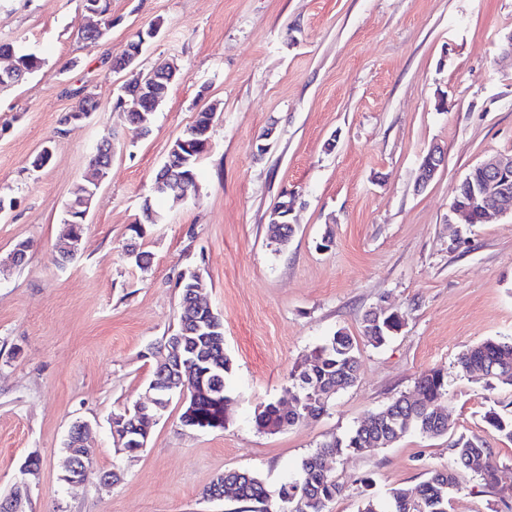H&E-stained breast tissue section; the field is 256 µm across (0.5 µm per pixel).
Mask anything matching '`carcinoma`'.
<instances>
[{
	"instance_id": "1",
	"label": "carcinoma",
	"mask_w": 512,
	"mask_h": 512,
	"mask_svg": "<svg viewBox=\"0 0 512 512\" xmlns=\"http://www.w3.org/2000/svg\"><path fill=\"white\" fill-rule=\"evenodd\" d=\"M268 232L271 242L285 245L294 234V225L270 224ZM191 294L188 283H183L177 331L181 332L184 350L204 347L196 325L199 311ZM360 327L363 338L374 347L393 336L386 321L376 319L371 310L362 314ZM457 364L465 375L479 374L489 381L512 386V343L486 339L464 350ZM358 377L357 344L353 337L339 330L292 371V396L296 401L293 409L285 413L277 402L269 401L255 412L254 424L257 430L272 433L286 424L316 419L326 413L329 402L338 393L354 386ZM196 382L192 367L183 369L181 385L195 389L196 394L191 404L184 407L181 423L192 422L206 429L224 428V404L231 401L227 389L204 393L196 389ZM416 388L421 399L402 394L368 414L348 436L320 444L302 460L301 477L285 480L275 491H269L254 472L227 470L207 486L204 496L213 495L222 483L233 488V498L248 504L245 512H269L268 503L273 497L279 503L276 512H328V505L342 494L344 485L336 480L333 471L324 470L325 460L346 450L363 454L389 447L411 429L431 437L448 434V416L441 412L448 395L445 375L439 370L426 372L417 379ZM482 420L491 433L512 441V413L507 415L494 404L486 408ZM451 450L450 465L432 470L426 480L412 488L393 489L383 506L373 498L366 499L361 512H448V495L458 486L461 472L472 471L488 484L495 482L497 464L492 449L480 437L461 434L451 442Z\"/></svg>"
}]
</instances>
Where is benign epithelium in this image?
I'll use <instances>...</instances> for the list:
<instances>
[{
	"label": "benign epithelium",
	"instance_id": "obj_1",
	"mask_svg": "<svg viewBox=\"0 0 512 512\" xmlns=\"http://www.w3.org/2000/svg\"><path fill=\"white\" fill-rule=\"evenodd\" d=\"M86 12L98 17V23L90 25L87 30L100 39L106 33L103 22H111L107 14L100 7V0H85ZM158 34V28L147 30L146 35L129 44L128 51L123 58L114 62V67L119 70H128L137 73L139 58L143 52L146 39H152ZM184 78L179 66L174 62H165L159 72L149 75L139 74L133 87L127 90L132 99L120 98V103L126 106L128 112L140 111L139 105L158 106L164 99L167 86L178 79ZM215 113L204 112L197 115L193 127L189 129L185 137L178 139L169 149L165 160L162 175L155 180L152 190L168 193L178 192L183 199L196 195L198 182L195 176L183 173L190 162H196L208 149L209 139L205 138V126H212ZM446 155L444 150L435 145L431 147L423 157L420 164V173L417 187L424 189L434 179L441 167L445 166ZM108 164H92L94 178L89 185L83 187L81 194L77 195L66 206V212L75 218V221L63 225L57 253L65 260L71 261L77 257L81 250L82 233L89 213L90 205L100 182L107 176ZM480 177L467 180V190L463 195H455L450 207L448 219L457 218L465 224L486 223L494 215H512V157L492 158L477 165ZM294 208V200L283 201L272 212L273 224L291 223V215ZM161 351L158 363L160 376H176L181 369L183 354L180 350L179 334L172 333L163 338L159 345L151 347V352ZM146 392L152 395L149 401H138L131 407L122 409L119 416L110 417V429L115 432L124 428L126 417L132 415L142 421L138 435L142 440L135 441V446L130 453L135 454L147 447L150 426L158 423L160 417L156 411L161 409L159 399L155 397L154 386L149 385ZM92 430L90 422L78 420L72 424L68 433L69 444L66 448L69 452L68 464L61 480L67 484H83L89 477L88 470L81 466L84 459L91 455L92 449L85 445V440ZM36 457L31 456L21 465V480L16 483L18 489V503L13 505L5 500L0 503L3 512H25L24 501L29 498L31 491V478L36 476L38 468L34 463Z\"/></svg>",
	"mask_w": 512,
	"mask_h": 512
}]
</instances>
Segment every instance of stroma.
Returning <instances> with one entry per match:
<instances>
[{"instance_id":"stroma-1","label":"stroma","mask_w":512,"mask_h":512,"mask_svg":"<svg viewBox=\"0 0 512 512\" xmlns=\"http://www.w3.org/2000/svg\"><path fill=\"white\" fill-rule=\"evenodd\" d=\"M111 15V29L87 46L75 36L89 20L82 0H0V42L44 60L0 91V196L15 202L0 214V255L30 244L22 266L0 273V497L35 455L26 512H243L234 499L204 498V488L237 469L276 489L320 443L415 395L418 377L434 369L448 379V434L411 431L371 454L329 459L345 487L329 512H360L365 495L384 502L419 484L448 464L462 434L486 438L498 481L461 473L448 512H512V441L488 434L482 420L488 405L512 402V387L487 388L456 364L484 340L512 341V217L448 221L470 169L512 155V0H111ZM153 26L160 32L145 44L141 70L174 61L184 77L143 136L117 105L128 77L110 64ZM85 95L97 111L62 129ZM210 106L217 114L196 197H152L172 143ZM270 126L272 145L257 154ZM107 133L114 157L81 252L60 264L65 207ZM435 144L445 165L417 189ZM46 145L49 164L32 170ZM148 196L163 220L141 241L151 255L143 271L123 246ZM285 198L295 233L282 247L267 226ZM192 272L224 322L228 420L188 429L172 400L146 448L126 456L109 418L145 398L155 366L148 349L176 327L179 283ZM380 306L404 326L375 347L361 340L359 319ZM340 329L359 340L356 385L318 419L256 430V409L289 401L293 367ZM78 420L94 427V471L121 472L113 487L62 481Z\"/></svg>"}]
</instances>
